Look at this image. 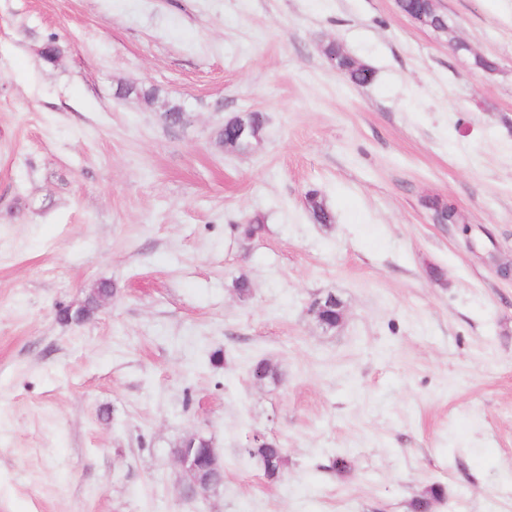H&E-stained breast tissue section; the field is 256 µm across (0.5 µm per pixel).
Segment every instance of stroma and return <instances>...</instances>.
<instances>
[{"label": "stroma", "mask_w": 512, "mask_h": 512, "mask_svg": "<svg viewBox=\"0 0 512 512\" xmlns=\"http://www.w3.org/2000/svg\"><path fill=\"white\" fill-rule=\"evenodd\" d=\"M436 5L449 35L397 0H0V512H411L435 484L430 512H512V0ZM243 112L263 141L227 151ZM192 433L224 461L203 502ZM306 207L310 217L315 221V223L323 224L325 226L327 224L335 223V216L333 212L327 207L318 191H310L306 199ZM198 438L197 434H192L188 436L186 447L187 451L184 453L182 450L181 452L174 456V461L178 467L179 470V477H180V483H181V491L182 495H184V486H183V480L182 474L185 475V473H191L193 469L198 471H206L210 468H219L218 466V456L214 450V448H207L208 452L205 454H198L197 452L193 453L194 450V441ZM190 466L188 468L187 466ZM246 453L248 456L252 458H256L260 461L262 467L263 462L267 459H274L276 462H278V475H282L286 464H287V458L283 452V448H279L274 444L273 442L269 440L261 441L260 443L254 441V439L250 440V445L248 448H245ZM264 475L266 476V469H264ZM276 477V478H277Z\"/></svg>", "instance_id": "obj_1"}]
</instances>
